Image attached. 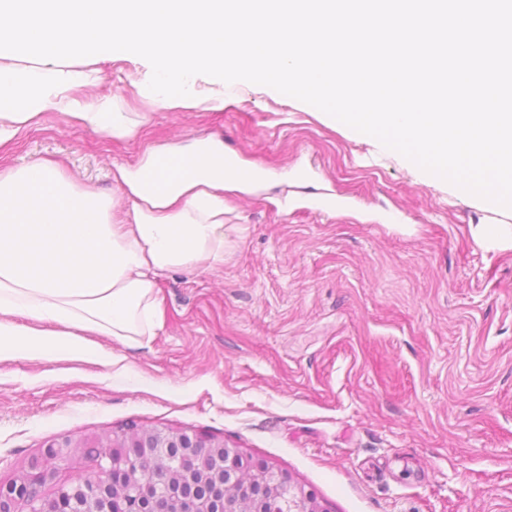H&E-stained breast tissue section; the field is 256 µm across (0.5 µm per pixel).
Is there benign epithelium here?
Segmentation results:
<instances>
[{
  "label": "benign epithelium",
  "mask_w": 512,
  "mask_h": 512,
  "mask_svg": "<svg viewBox=\"0 0 512 512\" xmlns=\"http://www.w3.org/2000/svg\"><path fill=\"white\" fill-rule=\"evenodd\" d=\"M80 448H101L102 458L95 468L94 478L86 482L60 477L61 469L77 470ZM173 448H183L186 455L192 456L199 448L210 452L211 467L205 472L224 485V490H235L241 485H254L255 477L263 478L261 487L271 489L278 496L273 512H327L313 490L293 482L289 477L261 467L245 470L239 463L241 452L231 448L224 441L186 432L161 431L153 428L104 437L92 436L74 440L61 436L47 442L41 452L28 463L25 476L0 483V512H18V504L26 505V512H37L34 507L33 486L54 488V495L60 499H72L70 512H112V498L119 489L113 481V474L129 479L134 484V497H154L156 502L184 499L182 483L183 460L171 453ZM163 465L175 486L168 482L155 486L143 479L141 464Z\"/></svg>",
  "instance_id": "benign-epithelium-1"
}]
</instances>
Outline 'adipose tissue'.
I'll use <instances>...</instances> for the list:
<instances>
[{
    "label": "adipose tissue",
    "mask_w": 512,
    "mask_h": 512,
    "mask_svg": "<svg viewBox=\"0 0 512 512\" xmlns=\"http://www.w3.org/2000/svg\"><path fill=\"white\" fill-rule=\"evenodd\" d=\"M94 71L0 63V154L57 112L115 142L137 137L145 112L88 100ZM105 194L45 158L0 167V362L69 355L114 365L89 334L142 345L161 327L155 289L167 272L224 264V195L258 173L224 167V144L199 139L144 151L111 172Z\"/></svg>",
    "instance_id": "obj_1"
}]
</instances>
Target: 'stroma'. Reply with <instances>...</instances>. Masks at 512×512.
Wrapping results in <instances>:
<instances>
[{"instance_id":"obj_1","label":"stroma","mask_w":512,"mask_h":512,"mask_svg":"<svg viewBox=\"0 0 512 512\" xmlns=\"http://www.w3.org/2000/svg\"><path fill=\"white\" fill-rule=\"evenodd\" d=\"M89 97L150 112L109 142L49 113L1 160H58L108 193L113 164L209 135L258 169L225 195L224 264L157 282L148 345L106 336L95 362L0 363V482L53 438L136 426L240 448L312 488L328 512H512V213L425 178L373 137L244 81L224 109L150 108L146 61L98 62Z\"/></svg>"}]
</instances>
